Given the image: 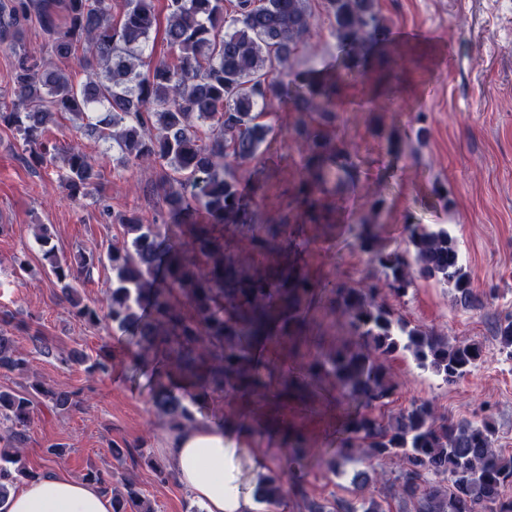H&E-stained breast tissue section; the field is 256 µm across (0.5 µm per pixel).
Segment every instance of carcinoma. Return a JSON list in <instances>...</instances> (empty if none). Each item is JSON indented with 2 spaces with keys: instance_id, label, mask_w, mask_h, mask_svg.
<instances>
[{
  "instance_id": "obj_1",
  "label": "carcinoma",
  "mask_w": 512,
  "mask_h": 512,
  "mask_svg": "<svg viewBox=\"0 0 512 512\" xmlns=\"http://www.w3.org/2000/svg\"><path fill=\"white\" fill-rule=\"evenodd\" d=\"M157 2L124 0L116 14L112 0H0V51L14 58L15 95L11 106H0V123L21 137L33 166L54 161L47 125L63 114L81 117L84 137L112 142L118 165L160 166L152 192L162 197L178 232L164 237L159 224H145L135 213L114 216L123 235L107 252L114 279L106 317L132 332L135 364L152 368L155 405L168 430L195 421L187 397L205 402L215 393L246 397L266 391L257 349L283 339L295 365L280 374L277 395L303 399L311 388L328 383L339 397L359 404L337 429L341 451L329 460L331 471L343 470L365 448L371 458L402 462L398 497L414 512H512V497L505 494L512 486V454L494 447L491 420L439 417L425 401L388 417L375 414L397 390L387 358L408 354L445 385L464 378L482 359L480 343H452L424 331L382 299L385 293L402 298L423 279L451 288L457 302L469 305L471 277L448 229L407 224L406 249L388 252L377 225H357L361 247L381 276L358 287H336V309L350 339L314 355L303 336L304 314L320 285L280 260L286 248L279 228L251 238L250 250L271 257L254 272L240 267L216 235L219 225L256 223L235 168L260 158L271 127L258 119L271 99L299 113L319 109L317 126L299 128L307 150L297 199L310 222L326 220L324 196L348 193L360 180L353 153L327 132L344 76L311 70L295 95H288L284 77L315 24L311 0H166L164 39L170 53L154 61L146 48L159 25ZM324 5L349 68L368 71L377 50L393 41L378 0H324ZM31 21L58 59L78 60L88 72L85 80H76L67 68L43 67L24 48L23 26ZM63 161L69 198H91L110 215L97 193L101 173L91 158L72 146ZM40 239L77 315L100 322L101 310L82 303L69 283L76 279L73 263L57 258L48 232ZM494 336L512 358V314L495 323ZM72 361L106 375L124 358L114 353L91 361L75 350ZM27 364L16 337L0 328V370L23 371ZM36 404L61 414L76 406L75 394L41 383L0 390V420L12 424L0 437V505L12 488L37 476L21 453ZM286 448L294 467L310 452L295 431L288 433ZM257 495L259 502L279 506L287 490L274 473ZM303 509L383 512L365 498L324 503L305 498ZM112 512L155 508L127 482L124 490H112Z\"/></svg>"
}]
</instances>
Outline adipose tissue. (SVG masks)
<instances>
[{
	"label": "adipose tissue",
	"mask_w": 512,
	"mask_h": 512,
	"mask_svg": "<svg viewBox=\"0 0 512 512\" xmlns=\"http://www.w3.org/2000/svg\"><path fill=\"white\" fill-rule=\"evenodd\" d=\"M283 444L287 421L268 415L241 420L197 416L164 436L167 466L197 502L200 512H255L256 490L274 466L265 450L250 447L257 429ZM6 512H112V495L94 482L47 468L11 494Z\"/></svg>",
	"instance_id": "1"
}]
</instances>
